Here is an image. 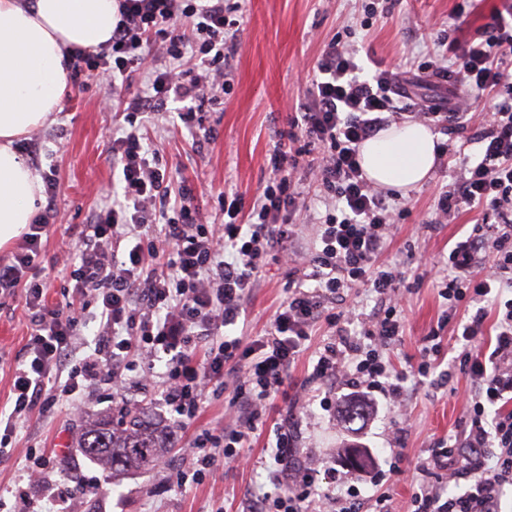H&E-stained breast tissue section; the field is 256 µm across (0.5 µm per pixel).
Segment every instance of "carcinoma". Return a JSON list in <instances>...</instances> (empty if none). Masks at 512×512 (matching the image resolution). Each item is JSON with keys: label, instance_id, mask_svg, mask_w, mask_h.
<instances>
[{"label": "carcinoma", "instance_id": "obj_1", "mask_svg": "<svg viewBox=\"0 0 512 512\" xmlns=\"http://www.w3.org/2000/svg\"><path fill=\"white\" fill-rule=\"evenodd\" d=\"M165 447L163 430L145 424L142 408L100 418L79 436L83 453L112 471L151 470Z\"/></svg>", "mask_w": 512, "mask_h": 512}]
</instances>
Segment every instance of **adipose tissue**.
Returning a JSON list of instances; mask_svg holds the SVG:
<instances>
[{"instance_id":"ef3b65f1","label":"adipose tissue","mask_w":512,"mask_h":512,"mask_svg":"<svg viewBox=\"0 0 512 512\" xmlns=\"http://www.w3.org/2000/svg\"><path fill=\"white\" fill-rule=\"evenodd\" d=\"M115 0H0V249L28 230L42 199V178L16 143L52 121L66 84L68 49L106 44ZM437 160L436 138L417 122L389 125L360 148L366 178L407 190Z\"/></svg>"}]
</instances>
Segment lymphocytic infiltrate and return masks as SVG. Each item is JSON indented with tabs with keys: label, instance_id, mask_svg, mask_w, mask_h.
Returning <instances> with one entry per match:
<instances>
[{
	"label": "lymphocytic infiltrate",
	"instance_id": "obj_1",
	"mask_svg": "<svg viewBox=\"0 0 512 512\" xmlns=\"http://www.w3.org/2000/svg\"><path fill=\"white\" fill-rule=\"evenodd\" d=\"M237 0H118L112 37L99 51L72 49V76L103 75L107 86L148 83L125 99V127L112 135V169L119 189L109 205L92 215L80 232L77 262L71 263V299L65 307L46 301L42 283L28 274L37 265L42 234L55 222L54 204L37 212L8 262L0 263V295L24 290L30 316L28 358L14 370L12 404L0 411V454L33 411L48 413L57 403L75 408L89 388L119 389L142 365L157 374L160 402L178 428L195 427L191 460L168 467L176 483L198 484L206 475L238 462L242 449L270 409L281 420L274 429L275 464L269 491L250 493L240 512H308L317 471L295 460L286 417L304 408L306 395L325 387L364 388L370 405L399 407L409 382L429 378L441 365L439 329L424 337L420 362L394 371L387 347L401 336L398 301L402 276L378 259L394 224L395 206L369 184L359 162L361 144L390 120L405 116L409 97L389 70L364 77L339 40L317 59L309 98L294 120L306 138L291 150L277 144L272 175L252 205L241 195L221 196L224 222L203 216L194 188L171 189L153 164L139 115L158 112L168 101H209L223 92L227 61L238 44ZM466 83L493 92L477 137L478 156L465 160L458 179L437 200L447 219L477 209L480 223L448 247L445 272L436 281L449 315L460 306L475 313L453 329L461 343L459 365L476 383L463 429L430 449L422 471H442L464 481L463 492L447 496L420 488L413 512H503L505 488H512V19L491 16L477 37L451 41ZM319 147L312 173L330 207L318 217L317 246L308 266L293 268L294 286L259 338L232 336L268 254L291 256L301 215V193L293 177L299 156ZM364 288L374 307L365 313L346 303ZM498 304L495 346L480 351L487 299ZM97 322L93 351L73 356L85 316ZM328 328L312 370L291 394L289 372L317 326ZM232 389L225 413L229 425L196 428L213 388ZM45 455L27 452L25 487L14 506L0 500V512H31V487L52 512H73L74 491L45 482Z\"/></svg>",
	"mask_w": 512,
	"mask_h": 512
}]
</instances>
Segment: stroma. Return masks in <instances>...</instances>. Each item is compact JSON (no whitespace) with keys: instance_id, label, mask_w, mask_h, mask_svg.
<instances>
[{"instance_id":"obj_1","label":"stroma","mask_w":512,"mask_h":512,"mask_svg":"<svg viewBox=\"0 0 512 512\" xmlns=\"http://www.w3.org/2000/svg\"><path fill=\"white\" fill-rule=\"evenodd\" d=\"M458 3L387 0L388 13L369 20L364 30L362 0H240L239 46L230 61L228 86L219 104L205 102L199 108L205 126L216 130V141L202 147L195 134L174 131L178 106L171 102L165 110L142 117L149 133L146 145L159 168L170 173L173 185L185 181L203 189L200 204L206 215L220 212V190H238L245 203H252L271 175L270 155L281 132L291 128L325 44L334 38L349 39L364 73L380 67L407 74L408 88L421 102L439 89L409 76L410 65L445 55L438 40L447 28L457 27L460 39L472 38L492 13L506 11L512 0H471L460 18L455 15ZM119 109L111 90L93 77L80 87L67 85L55 123L31 134L41 145L39 174L51 173L57 179L58 219L42 237L34 273L36 281L46 284L50 304L65 305L66 268L80 246L78 233L96 210L111 203L116 191L109 135L124 123ZM461 164V158L440 157L423 184L396 196V205L408 213L395 224L381 260L405 272L400 285L403 333L386 352L397 370L418 362L423 337L442 315L435 279L448 256L449 240L481 218L479 211L463 210L450 223L435 221L436 201L455 181ZM288 272V266L267 258L260 286L231 327L232 335L263 334L288 295ZM30 333L24 292L0 297V408L10 406L13 372L26 356ZM446 345L453 359L447 378L418 384L409 400L411 427L404 440L401 474L389 470L392 432L401 415L396 409L380 405L357 431L340 414L319 404L298 411L294 424L299 460L318 469V494L340 497L355 492L363 512H373L376 497L386 494L395 512H408L419 486L457 490V483L419 469L435 440L459 432L466 417L461 397L475 386L454 362L460 345L451 339ZM125 404L147 407L150 420H163V409L152 395L131 388L114 399L105 387L97 390L80 417H73L64 405L47 415L31 416L13 434L11 453L0 455V498L11 499L30 447L49 456V481L86 486L82 512H239L247 489L266 486V469L273 463L266 448L275 419L271 413L249 442L250 466L221 467L201 484L180 486L155 469L118 475L104 470L78 448L77 436L92 420L118 415ZM331 468L339 481L326 478Z\"/></svg>"}]
</instances>
